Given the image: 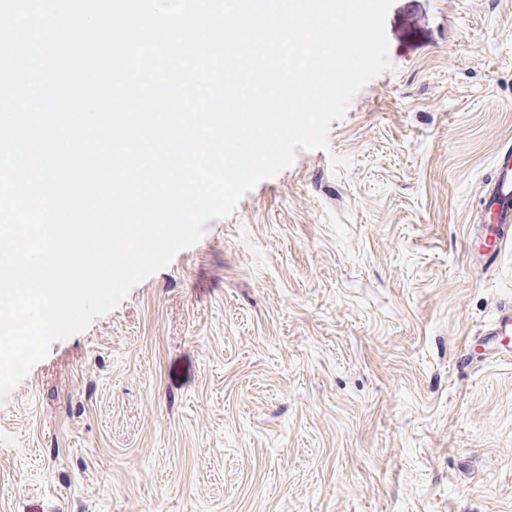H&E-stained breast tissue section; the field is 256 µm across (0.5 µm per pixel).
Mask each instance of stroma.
Instances as JSON below:
<instances>
[{"label": "stroma", "mask_w": 512, "mask_h": 512, "mask_svg": "<svg viewBox=\"0 0 512 512\" xmlns=\"http://www.w3.org/2000/svg\"><path fill=\"white\" fill-rule=\"evenodd\" d=\"M392 70L0 398V512H512V0H394ZM509 149L496 160L483 188L478 224L469 233V244L489 258L512 244V154Z\"/></svg>", "instance_id": "35a3bbf8"}]
</instances>
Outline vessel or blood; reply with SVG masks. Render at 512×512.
I'll list each match as a JSON object with an SVG mask.
<instances>
[{"label": "vessel or blood", "mask_w": 512, "mask_h": 512, "mask_svg": "<svg viewBox=\"0 0 512 512\" xmlns=\"http://www.w3.org/2000/svg\"><path fill=\"white\" fill-rule=\"evenodd\" d=\"M469 244L486 256H499L512 246V157L497 159L483 188L477 224Z\"/></svg>", "instance_id": "1"}]
</instances>
